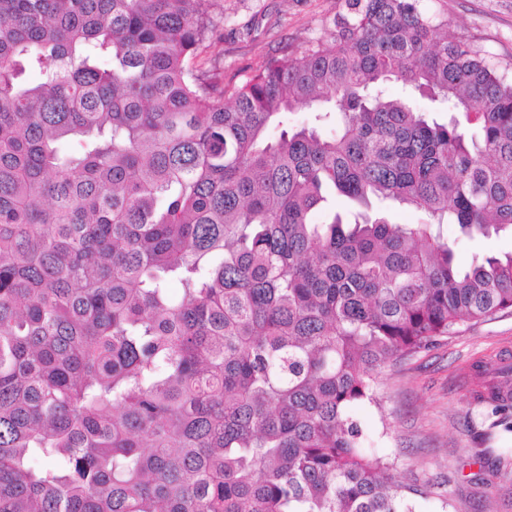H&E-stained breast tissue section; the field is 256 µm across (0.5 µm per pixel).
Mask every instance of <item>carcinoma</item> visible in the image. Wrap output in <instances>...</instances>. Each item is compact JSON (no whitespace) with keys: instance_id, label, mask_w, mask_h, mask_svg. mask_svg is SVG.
<instances>
[{"instance_id":"cac0c4a2","label":"carcinoma","mask_w":512,"mask_h":512,"mask_svg":"<svg viewBox=\"0 0 512 512\" xmlns=\"http://www.w3.org/2000/svg\"><path fill=\"white\" fill-rule=\"evenodd\" d=\"M206 2L0 0V512H414L351 409L512 312V253L442 236L512 231V80L419 0H345L224 86ZM331 191L363 212L314 222ZM442 233L454 253V262L460 269L481 262L487 257L502 256L512 252V234L508 231L489 236H466L458 225L445 224Z\"/></svg>"}]
</instances>
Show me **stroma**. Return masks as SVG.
Returning a JSON list of instances; mask_svg holds the SVG:
<instances>
[{
	"instance_id": "obj_1",
	"label": "stroma",
	"mask_w": 512,
	"mask_h": 512,
	"mask_svg": "<svg viewBox=\"0 0 512 512\" xmlns=\"http://www.w3.org/2000/svg\"><path fill=\"white\" fill-rule=\"evenodd\" d=\"M344 8V0H212L214 43L197 63L217 69L233 86L282 49L299 51L320 38ZM430 15L448 18V31L512 78V0H420ZM462 269L512 252V233L463 235L455 224L442 228ZM493 360L512 367V314L460 323L430 350L377 376L378 405L358 407L354 418L367 451L386 457L393 472L416 488L415 512H512V475L492 484L478 454L483 445L512 448V432L497 431L482 443V411L472 405V365Z\"/></svg>"
}]
</instances>
